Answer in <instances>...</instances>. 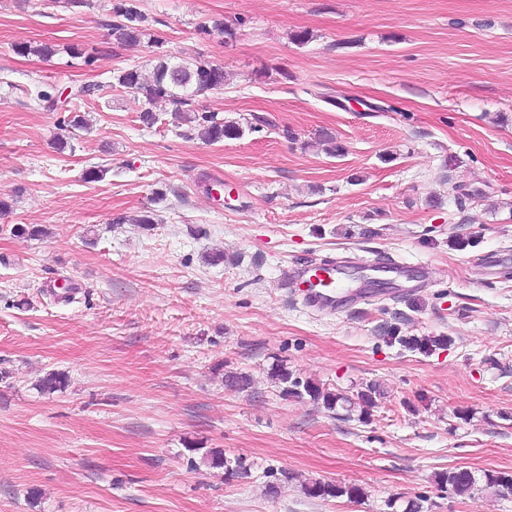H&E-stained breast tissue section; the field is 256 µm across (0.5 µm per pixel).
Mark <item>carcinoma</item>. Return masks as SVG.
<instances>
[{
    "label": "carcinoma",
    "instance_id": "1",
    "mask_svg": "<svg viewBox=\"0 0 512 512\" xmlns=\"http://www.w3.org/2000/svg\"><path fill=\"white\" fill-rule=\"evenodd\" d=\"M112 12L117 18L112 24V37L120 43H131L149 37V42L159 49L156 56V64L152 78L146 80L137 67L124 68L112 76V86L128 90L142 96L145 107L141 111V121L151 125L157 121L154 107L159 102H164L172 107V112L192 128L199 131L200 136L211 143L221 142L226 138H238L241 129L234 123H224V120L216 115L199 113L190 108L191 100L207 92L224 87L225 74L221 66L195 59L172 64L168 57L160 51L164 39L149 33L148 16L142 10L140 0H116ZM18 54H38L50 56L55 53V48L47 43L32 44L20 43L15 45ZM275 382L283 385L284 394L301 398L308 396L310 400L320 403L328 410H335L338 404L350 407L357 405L360 415L366 416L370 409L375 407V399L372 391L362 392L357 399H352L341 391L333 392L313 383H301L292 379V373L288 368L280 366L271 374ZM68 383L65 373L50 371L38 380L37 387L43 394H53ZM252 384L250 376L242 373L224 374V385L228 388L244 391ZM214 468H227L237 475H248V469L242 462H237L235 467H230L224 460V454L220 450H211L205 456ZM436 484L451 491L457 496H474L475 492L484 487L491 490L498 499H512V473L490 471L477 477L467 469L440 472L436 475ZM306 493L314 498H339L346 497L350 500L360 497L361 490L357 486H340L331 482L315 480L305 484ZM391 512H423V498L408 500L398 503L392 499L388 502Z\"/></svg>",
    "mask_w": 512,
    "mask_h": 512
}]
</instances>
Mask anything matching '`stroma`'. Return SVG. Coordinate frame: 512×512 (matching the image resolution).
I'll return each mask as SVG.
<instances>
[{"label":"stroma","mask_w":512,"mask_h":512,"mask_svg":"<svg viewBox=\"0 0 512 512\" xmlns=\"http://www.w3.org/2000/svg\"><path fill=\"white\" fill-rule=\"evenodd\" d=\"M113 3L0 0V512H512L435 482L512 472V0H141L170 62L223 67L193 107L243 135L215 144L165 104L145 127L112 87L154 66L113 39ZM96 83L74 137L35 101ZM459 184L482 199L457 204ZM390 256L407 277L334 315L283 288L299 263ZM275 363L377 405L283 396ZM50 370L69 382L48 395ZM312 479L362 495L313 498Z\"/></svg>","instance_id":"stroma-1"}]
</instances>
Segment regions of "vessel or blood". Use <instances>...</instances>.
I'll use <instances>...</instances> for the list:
<instances>
[{
  "label": "vessel or blood",
  "instance_id": "vessel-or-blood-1",
  "mask_svg": "<svg viewBox=\"0 0 512 512\" xmlns=\"http://www.w3.org/2000/svg\"><path fill=\"white\" fill-rule=\"evenodd\" d=\"M340 280L341 271L333 265L325 270L300 266L292 275V285L300 289L304 302L322 313L340 312L352 303V293Z\"/></svg>",
  "mask_w": 512,
  "mask_h": 512
}]
</instances>
